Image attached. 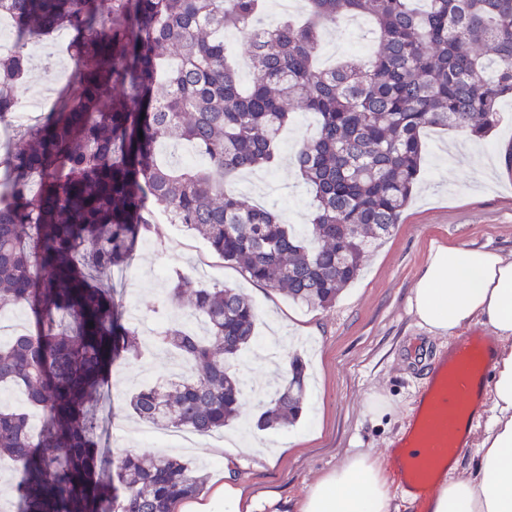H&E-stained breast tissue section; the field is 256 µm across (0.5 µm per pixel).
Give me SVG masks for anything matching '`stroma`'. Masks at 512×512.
<instances>
[{
	"label": "stroma",
	"mask_w": 512,
	"mask_h": 512,
	"mask_svg": "<svg viewBox=\"0 0 512 512\" xmlns=\"http://www.w3.org/2000/svg\"><path fill=\"white\" fill-rule=\"evenodd\" d=\"M48 73L24 82L20 96L44 102L47 85L66 86L76 59L65 51ZM316 120L295 112L279 138L272 185L264 200L286 223L303 226L310 219L311 194L290 158L301 139L313 133ZM458 130L431 129L422 137L424 159L419 188L393 233L369 254L358 280L335 305L310 311L287 297L250 281L238 268L211 256L201 238L163 225L164 244L155 238L138 246L121 307L142 315L138 330L160 322L199 327L187 308L163 307L176 273L192 275L206 267L207 285L229 286L252 299L259 312L257 337L238 357L245 381L241 417L223 430L199 435L190 448L173 443L171 454L204 468L207 484L196 503L224 512L212 495L224 478V441L233 439L244 453L234 480L251 495L270 493L273 505L262 512H297V502L320 475L351 453L383 455L406 428L424 387V361L410 353L413 341L429 351L448 345L418 324L409 297L431 243H465L512 255V170L504 159L512 148V102H502L492 134L478 141L489 171L476 175L456 145ZM305 354L311 367L305 411L292 426L263 432L250 428L251 417L274 392L273 378L287 370L293 354ZM164 352L119 361L108 380L112 394V454L142 452L141 423L127 409L126 394L169 379Z\"/></svg>",
	"instance_id": "1"
}]
</instances>
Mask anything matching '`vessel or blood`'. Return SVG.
<instances>
[{
  "label": "vessel or blood",
  "instance_id": "vessel-or-blood-1",
  "mask_svg": "<svg viewBox=\"0 0 512 512\" xmlns=\"http://www.w3.org/2000/svg\"><path fill=\"white\" fill-rule=\"evenodd\" d=\"M494 343L481 330L458 337L429 370L412 424L397 445L390 473L420 497L431 494L439 462L468 444V435L489 394Z\"/></svg>",
  "mask_w": 512,
  "mask_h": 512
}]
</instances>
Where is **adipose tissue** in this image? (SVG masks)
<instances>
[{
  "label": "adipose tissue",
  "mask_w": 512,
  "mask_h": 512,
  "mask_svg": "<svg viewBox=\"0 0 512 512\" xmlns=\"http://www.w3.org/2000/svg\"><path fill=\"white\" fill-rule=\"evenodd\" d=\"M419 325L443 336L479 321L499 344L492 360L493 420L478 442L473 469L451 471L429 512H512V258L483 247L431 246L409 298ZM378 459L359 451L311 483L299 512H402Z\"/></svg>",
  "instance_id": "adipose-tissue-1"
}]
</instances>
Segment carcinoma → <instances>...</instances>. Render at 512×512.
Segmentation results:
<instances>
[{"mask_svg": "<svg viewBox=\"0 0 512 512\" xmlns=\"http://www.w3.org/2000/svg\"><path fill=\"white\" fill-rule=\"evenodd\" d=\"M264 0H0L15 50L0 56V115L31 72L30 41L60 29L78 58L51 112L14 132L0 158V307L25 304L32 328L0 345V387L41 411L0 408V462L19 474L16 512H174L200 494L203 469L167 454L109 453L91 407L111 366L140 340L102 279L160 236L155 217L194 232L210 253L295 303L327 309L399 223L419 173L421 133L483 137L512 97V0H306V18L259 29ZM366 14L378 26L369 61L317 64L324 29ZM247 35L249 87L228 62L224 32ZM301 109L316 134L292 163L313 195L304 232L239 194L229 179L270 167L281 130ZM184 140L203 167L156 159ZM47 271L50 276L42 277ZM177 276L168 303L206 327L155 341L188 366L169 387L147 386L128 406L146 423L198 434L241 414L236 358L255 339L258 310L235 288H191ZM307 367L287 376L255 420L259 431L303 412Z\"/></svg>", "mask_w": 512, "mask_h": 512, "instance_id": "carcinoma-1", "label": "carcinoma"}]
</instances>
